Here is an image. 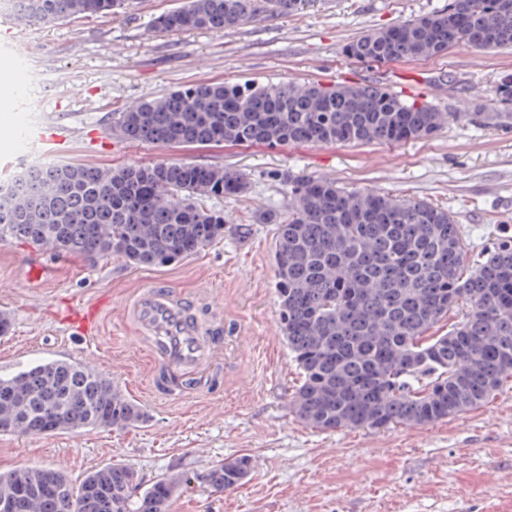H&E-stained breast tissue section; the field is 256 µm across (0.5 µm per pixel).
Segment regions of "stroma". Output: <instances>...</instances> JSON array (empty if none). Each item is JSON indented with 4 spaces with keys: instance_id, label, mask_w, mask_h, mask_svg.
Returning a JSON list of instances; mask_svg holds the SVG:
<instances>
[{
    "instance_id": "1",
    "label": "stroma",
    "mask_w": 512,
    "mask_h": 512,
    "mask_svg": "<svg viewBox=\"0 0 512 512\" xmlns=\"http://www.w3.org/2000/svg\"><path fill=\"white\" fill-rule=\"evenodd\" d=\"M182 0H125L119 14L28 23L0 16V60L26 71L31 95L0 92V180L31 165L99 166L182 162L231 167L248 190L217 200L223 240L162 267L122 258L97 263L43 254L44 283L29 276L31 245L0 240V376L43 360L85 362L147 413L124 429L0 433V472L18 466L63 472L72 482L122 463L141 487L175 472L192 482L169 512H512V387L459 416L424 426L320 431L294 416L299 371L279 321L273 253L277 227L256 213L288 212L275 173L327 177L344 188L426 199L454 215L470 254L512 237V124L484 127L469 112L491 107L494 86L512 74V49L459 47L448 55L367 64L344 53L364 33L439 11L448 0H311L300 13L272 15L216 33L158 30L153 20ZM380 83L449 115L433 136L393 145L270 148L134 143L111 129L112 113L202 82ZM53 124L67 137L54 152L24 136ZM201 298L223 322L222 384L187 395L150 394L151 364L124 319L126 302L154 279ZM101 307L95 338L63 325L66 306ZM250 456L248 481L228 492L197 482L216 461Z\"/></svg>"
}]
</instances>
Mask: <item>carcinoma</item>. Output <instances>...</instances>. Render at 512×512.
Returning a JSON list of instances; mask_svg holds the SVG:
<instances>
[{"instance_id":"cac0c4a2","label":"carcinoma","mask_w":512,"mask_h":512,"mask_svg":"<svg viewBox=\"0 0 512 512\" xmlns=\"http://www.w3.org/2000/svg\"><path fill=\"white\" fill-rule=\"evenodd\" d=\"M125 0H0V15L34 22L112 15ZM310 0H183L155 18L172 32H222L259 17L294 14ZM466 45L512 47V0H448L441 11L366 33L346 56L385 64L435 58ZM449 114L377 83L186 85L112 113L130 142L162 145H393L434 135ZM470 120L512 123V74L496 87L495 111ZM288 219L274 249L281 330L302 383L289 406L308 426H420L473 409L512 383V237L466 262L467 244L448 210L424 199L351 191L326 177L276 174ZM236 169L178 162L31 167L0 191V239L44 243L95 261L137 267L176 263L224 238V210L205 200L241 195ZM453 320L448 332L431 333ZM112 380L79 363L41 361L0 378V433L45 435L74 427L125 428L146 420ZM252 470L246 456L216 462L201 479L224 491ZM189 481L181 473L138 488L113 463L78 485L45 468L0 474V512H167Z\"/></svg>"}]
</instances>
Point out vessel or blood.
I'll use <instances>...</instances> for the list:
<instances>
[{
  "label": "vessel or blood",
  "mask_w": 512,
  "mask_h": 512,
  "mask_svg": "<svg viewBox=\"0 0 512 512\" xmlns=\"http://www.w3.org/2000/svg\"><path fill=\"white\" fill-rule=\"evenodd\" d=\"M126 315L145 337L154 362L152 392L183 393L198 377L216 372L221 349L218 339L168 280L158 279L144 288L127 307Z\"/></svg>",
  "instance_id": "b4317fda"
}]
</instances>
